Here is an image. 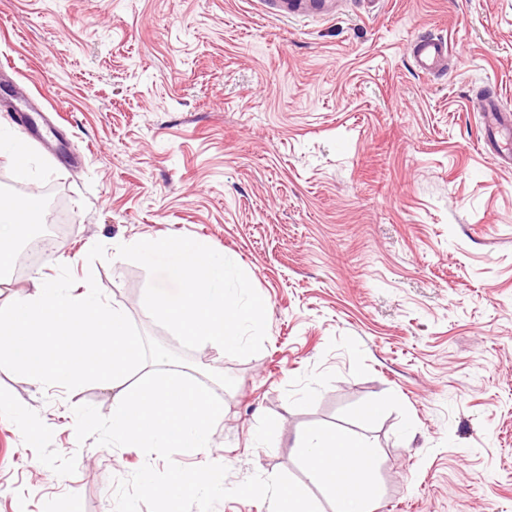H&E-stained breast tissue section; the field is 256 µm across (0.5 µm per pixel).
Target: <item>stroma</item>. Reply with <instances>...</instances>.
Wrapping results in <instances>:
<instances>
[{"instance_id":"35a3bbf8","label":"stroma","mask_w":512,"mask_h":512,"mask_svg":"<svg viewBox=\"0 0 512 512\" xmlns=\"http://www.w3.org/2000/svg\"><path fill=\"white\" fill-rule=\"evenodd\" d=\"M0 0V137L66 232L16 255L0 307L69 266L224 408L210 446L234 487L305 474L295 439L370 438L372 512H512V166L482 150L472 102L512 108V0ZM444 37L448 69L413 44ZM46 113L45 131L18 111ZM206 240L267 302L262 350L183 351L117 247ZM73 392L0 368V512H111L115 479L159 457L78 442Z\"/></svg>"}]
</instances>
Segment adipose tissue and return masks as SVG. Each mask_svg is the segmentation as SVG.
Returning <instances> with one entry per match:
<instances>
[{
	"label": "adipose tissue",
	"instance_id": "1",
	"mask_svg": "<svg viewBox=\"0 0 512 512\" xmlns=\"http://www.w3.org/2000/svg\"><path fill=\"white\" fill-rule=\"evenodd\" d=\"M296 450L309 482L327 492L343 472L356 471L368 477L376 458L371 441L337 431L307 432Z\"/></svg>",
	"mask_w": 512,
	"mask_h": 512
}]
</instances>
